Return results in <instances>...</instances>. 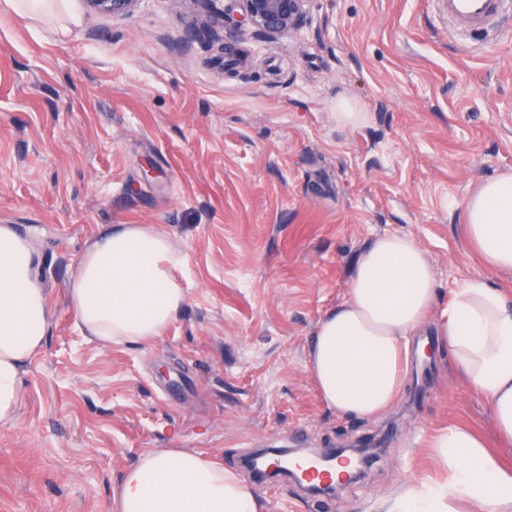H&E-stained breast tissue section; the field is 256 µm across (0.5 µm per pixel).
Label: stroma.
Here are the masks:
<instances>
[{"instance_id": "stroma-1", "label": "stroma", "mask_w": 512, "mask_h": 512, "mask_svg": "<svg viewBox=\"0 0 512 512\" xmlns=\"http://www.w3.org/2000/svg\"><path fill=\"white\" fill-rule=\"evenodd\" d=\"M224 0H139L115 18L61 0L0 12V225L37 235L55 313L0 425V512H113L121 473L157 448L239 470L256 448L329 450L373 432L384 453L340 499L257 485L266 512H387L442 473L427 444L452 422L494 440L445 349L408 361L384 415L342 416L307 368L377 236L428 251L443 311L485 270L462 202L512 169V14L463 50L433 0H310L297 32H245L226 69ZM371 116L337 126L338 99ZM146 224L185 250L186 303L164 335L105 349L70 308L99 232Z\"/></svg>"}]
</instances>
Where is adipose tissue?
<instances>
[{"label": "adipose tissue", "mask_w": 512, "mask_h": 512, "mask_svg": "<svg viewBox=\"0 0 512 512\" xmlns=\"http://www.w3.org/2000/svg\"><path fill=\"white\" fill-rule=\"evenodd\" d=\"M464 231L488 273L512 276V171L477 183L464 201ZM187 255L146 224L108 228L82 254L67 288L88 339L108 348L161 337L186 295L173 272ZM31 237L0 225V424L18 419L22 376L53 325ZM437 290L428 251L411 235L376 237L359 255L346 300L319 320L308 369L323 403L341 414L385 412L404 384L406 343L422 325L489 406L497 437L512 445V296L487 276L463 282L432 318ZM430 446L444 478L405 489L390 512H512V467L484 439L452 423ZM114 512H263L254 487L209 454L143 453L114 488Z\"/></svg>", "instance_id": "ef3b65f1"}]
</instances>
